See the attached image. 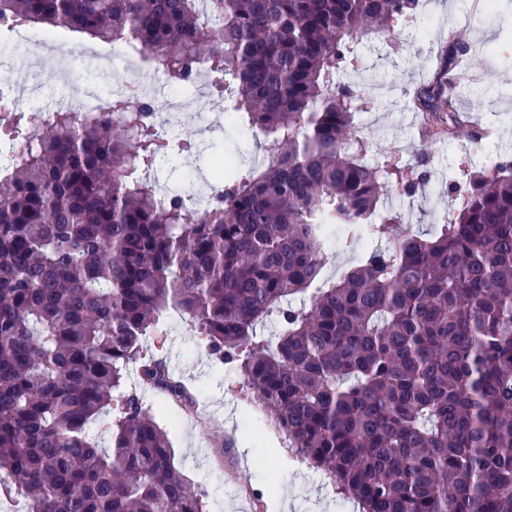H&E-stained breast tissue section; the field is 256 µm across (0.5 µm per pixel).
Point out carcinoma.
Segmentation results:
<instances>
[{
	"instance_id": "carcinoma-1",
	"label": "carcinoma",
	"mask_w": 512,
	"mask_h": 512,
	"mask_svg": "<svg viewBox=\"0 0 512 512\" xmlns=\"http://www.w3.org/2000/svg\"><path fill=\"white\" fill-rule=\"evenodd\" d=\"M419 0H0V30L42 24L143 55L188 88L214 76L233 122L262 131L219 201L197 212L155 173L188 141L161 137L151 104L112 95L75 123L19 110L0 84V151L36 140L0 174V499L27 512H205L165 431L127 386L140 342L175 307L211 355L236 362L301 461L362 512H512V162L453 180L459 208L424 239L389 214L425 160L365 161L334 85L358 45L388 39ZM467 42L413 93L455 138L468 123L455 73ZM387 246L336 281L323 225ZM308 299L295 309L291 300ZM277 323L260 339L257 327ZM139 379L183 411L194 396L160 359ZM100 420L110 449L90 436Z\"/></svg>"
}]
</instances>
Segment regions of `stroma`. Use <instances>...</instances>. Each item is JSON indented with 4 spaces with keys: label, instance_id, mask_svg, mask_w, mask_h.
Here are the masks:
<instances>
[{
    "label": "stroma",
    "instance_id": "35a3bbf8",
    "mask_svg": "<svg viewBox=\"0 0 512 512\" xmlns=\"http://www.w3.org/2000/svg\"><path fill=\"white\" fill-rule=\"evenodd\" d=\"M473 0H425L421 13L400 23L391 41L368 39L355 64L342 65L335 81L371 100L357 122L369 148L368 162L402 166L424 157L429 180L415 196L389 188L379 212L399 214L412 231L432 237L446 223L456 202L448 181L464 167L481 170L512 159V6L499 0L490 11H472ZM462 32L474 51L463 67L459 106L474 121L497 128V138L473 144L429 138L419 113L411 109L407 91L429 78L435 50L449 35ZM122 67H97L74 55L73 80L60 84L36 60H26L11 76L16 106L47 107L62 96L79 95L92 86L108 94ZM36 71L39 90L28 93V73ZM162 335L143 340L147 355L164 358L168 368L196 395L198 409L176 412L163 395L144 388L174 449L175 465L198 484L207 512H237L239 501L258 505V512H359L354 500L338 495L324 476L296 458H284L285 435L270 412L248 392L236 364L216 360L190 320L168 309Z\"/></svg>",
    "mask_w": 512,
    "mask_h": 512
}]
</instances>
